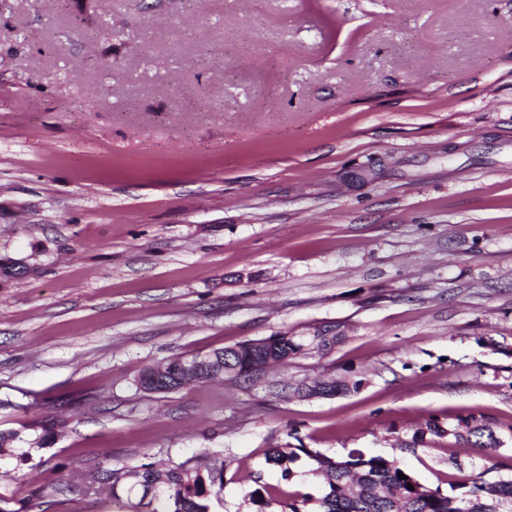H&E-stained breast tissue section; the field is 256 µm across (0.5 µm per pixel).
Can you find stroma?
I'll return each instance as SVG.
<instances>
[{"instance_id":"1","label":"stroma","mask_w":512,"mask_h":512,"mask_svg":"<svg viewBox=\"0 0 512 512\" xmlns=\"http://www.w3.org/2000/svg\"><path fill=\"white\" fill-rule=\"evenodd\" d=\"M1 259L6 512H111L101 465L223 467L213 512L316 493L288 444L447 487L414 429L512 425V0H0ZM279 333L340 341L136 386ZM251 340L239 343L233 347L216 349L203 356L190 359L175 357L162 363L165 373L159 375L154 364L144 368L136 380L139 389L149 393H168L181 388L185 382L204 378L214 380L224 377V370L230 366L238 367L240 371L251 373L258 371L269 362H280L285 365L298 355L307 354L312 341L303 336H288L276 334L259 340L255 346H248ZM269 341V342H268ZM200 363V371L192 365ZM362 385L361 379H355L352 375L335 376L326 380H316L312 386L318 388L325 397L330 398L339 394L358 391Z\"/></svg>"}]
</instances>
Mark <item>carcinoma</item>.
Here are the masks:
<instances>
[{"instance_id":"cac0c4a2","label":"carcinoma","mask_w":512,"mask_h":512,"mask_svg":"<svg viewBox=\"0 0 512 512\" xmlns=\"http://www.w3.org/2000/svg\"><path fill=\"white\" fill-rule=\"evenodd\" d=\"M309 346L310 341L302 336L276 334L254 346L245 341L190 359L171 358L164 361L162 375L156 366H148L140 372L136 384L149 393H168L192 380L222 378L230 366L250 373L271 362L285 365L308 353ZM361 385L362 380L351 375L312 382L327 398L357 391ZM62 427L63 422L56 418L45 419L29 445L41 448L52 443ZM428 434L448 436L453 448L472 449L468 464L479 469L475 478L470 482L450 478L445 491L420 483L381 456L367 457L354 451L346 459L336 460L311 448L274 447L267 450L266 463L289 482L294 477L292 465L306 457L308 473L322 480L319 495L290 493L282 500L265 487L251 492L248 503L258 507L256 512H266L273 504L281 507L280 512H512V463H505L495 454L505 440L493 417L470 413L452 417L445 425L431 417L413 432L412 440L421 442ZM401 474L405 478H399ZM129 477L131 482L122 485L123 476L100 466L95 480L108 487L115 501L140 495V500H148L147 512H211L213 501L224 488V469L203 473L186 461L162 475L145 464Z\"/></svg>"}]
</instances>
